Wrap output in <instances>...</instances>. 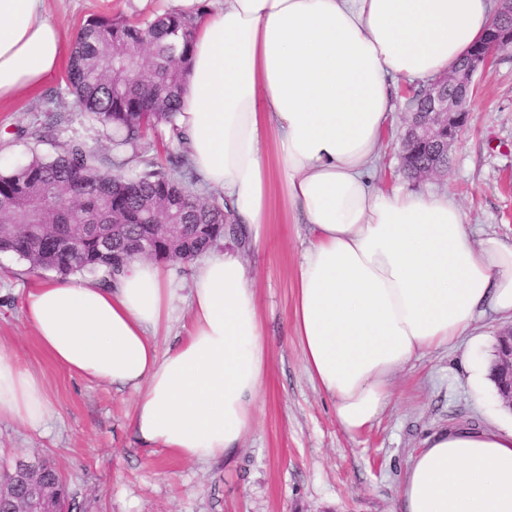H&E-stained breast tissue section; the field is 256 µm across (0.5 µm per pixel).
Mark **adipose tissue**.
I'll return each mask as SVG.
<instances>
[{
  "instance_id": "ef3b65f1",
  "label": "adipose tissue",
  "mask_w": 512,
  "mask_h": 512,
  "mask_svg": "<svg viewBox=\"0 0 512 512\" xmlns=\"http://www.w3.org/2000/svg\"><path fill=\"white\" fill-rule=\"evenodd\" d=\"M493 18L492 0H222L196 32L177 126L202 188L233 207L243 247L210 250L184 284L145 258L103 281L41 282L25 300L41 347L69 372L136 391L142 447L224 459L253 423L267 370L246 253L264 241L277 190L309 232L293 331L340 427H371L398 372L464 337L484 399L493 383L471 329L490 312L512 320V243L475 239L448 192L373 177L398 82L448 73ZM66 40L46 0H0V101L53 74ZM183 297L185 334L161 349ZM53 415L43 379L0 341V422L37 431ZM397 512H512V427L435 431Z\"/></svg>"
}]
</instances>
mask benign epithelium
<instances>
[{
    "label": "benign epithelium",
    "mask_w": 512,
    "mask_h": 512,
    "mask_svg": "<svg viewBox=\"0 0 512 512\" xmlns=\"http://www.w3.org/2000/svg\"><path fill=\"white\" fill-rule=\"evenodd\" d=\"M506 48H512V0H498L487 41L471 48L454 70L424 87L425 117H420L418 112L408 115L409 137L401 139V154H406L410 140L439 153L448 152L468 121L476 76L485 69L494 52ZM497 341L496 370L506 380V384L498 387V394L503 404L512 410V325L498 332ZM40 475L36 464L18 462L0 486L16 492L12 500L14 507L6 509L1 504L0 512H47Z\"/></svg>",
    "instance_id": "1"
}]
</instances>
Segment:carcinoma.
<instances>
[{
    "label": "carcinoma",
    "mask_w": 512,
    "mask_h": 512,
    "mask_svg": "<svg viewBox=\"0 0 512 512\" xmlns=\"http://www.w3.org/2000/svg\"><path fill=\"white\" fill-rule=\"evenodd\" d=\"M196 27L197 16L175 8L134 20L99 17L81 27L70 51L67 87L84 121L109 132L112 154L102 156L75 130L64 138L58 135L65 121L45 107L31 135L53 152L34 151L26 163L0 172V224L17 225L0 239V253L16 256L32 270L65 277L103 269L118 274L112 251L122 255L121 266H126L135 258L128 241L148 234L161 240L163 223L183 225L174 264H189L224 238L238 237L224 196L200 197L193 190L200 177L186 153L169 157L177 177L143 159L148 130L164 125L171 136H179L176 115ZM135 49L148 51L149 65L121 67L120 60ZM427 163L446 165L448 156L416 146L405 156L403 172L414 179ZM83 224L99 225L104 235L87 234L74 256L60 239ZM114 224L125 228L116 240ZM42 479L57 492V501H66L65 484L56 473L47 471Z\"/></svg>",
    "instance_id": "carcinoma-1"
}]
</instances>
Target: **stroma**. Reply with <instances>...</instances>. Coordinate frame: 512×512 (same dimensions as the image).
I'll return each instance as SVG.
<instances>
[{"label":"stroma","mask_w":512,"mask_h":512,"mask_svg":"<svg viewBox=\"0 0 512 512\" xmlns=\"http://www.w3.org/2000/svg\"><path fill=\"white\" fill-rule=\"evenodd\" d=\"M171 0H48L50 20L68 37L90 19L139 17L170 8ZM80 125L65 72L42 88L0 103V171L25 161L35 145L27 131L46 90ZM414 85L400 88L394 123L379 146L381 182L401 179L399 143ZM463 209L476 238L512 242V50L494 53L476 77L466 126L453 145L446 179L430 180ZM305 225L273 203L267 245L249 254L270 358L255 421L226 459L201 464L135 442L134 391L59 367L26 321V294L43 272L0 255V340L44 380L55 415L45 429L0 423V468L45 459L68 489L69 512H395L396 494L422 440L442 427L484 428L512 423L497 397L476 401L467 380L465 344L431 352L394 380L396 402L374 426L355 436L337 424L330 401L306 374L291 328L293 275Z\"/></svg>","instance_id":"stroma-1"}]
</instances>
